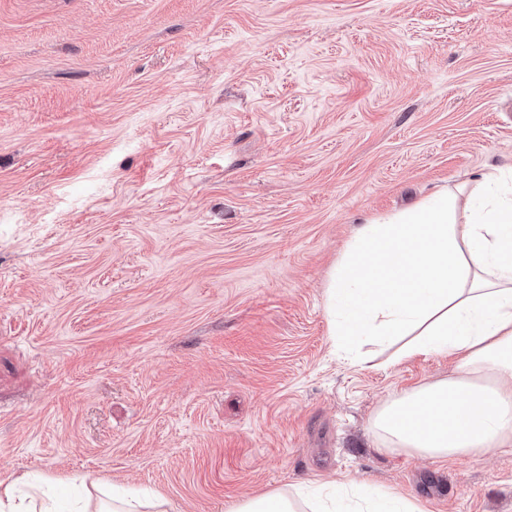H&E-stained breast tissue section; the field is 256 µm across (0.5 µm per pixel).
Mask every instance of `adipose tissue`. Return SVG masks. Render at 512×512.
<instances>
[{
    "mask_svg": "<svg viewBox=\"0 0 512 512\" xmlns=\"http://www.w3.org/2000/svg\"><path fill=\"white\" fill-rule=\"evenodd\" d=\"M455 194L442 190L404 214L363 225L332 270L326 315L334 344L353 363L361 337L396 345L401 359L453 357L448 378L426 382L387 402L372 430L391 448L432 458H467L512 446V194L491 168L470 190L466 223L454 217ZM166 498L120 494L65 512H165ZM228 512H422L385 493L334 488L277 489Z\"/></svg>",
    "mask_w": 512,
    "mask_h": 512,
    "instance_id": "1",
    "label": "adipose tissue"
}]
</instances>
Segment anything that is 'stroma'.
Returning a JSON list of instances; mask_svg holds the SVG:
<instances>
[{"label":"stroma","instance_id":"obj_1","mask_svg":"<svg viewBox=\"0 0 512 512\" xmlns=\"http://www.w3.org/2000/svg\"><path fill=\"white\" fill-rule=\"evenodd\" d=\"M491 167L512 0H0V480L512 512V447L372 432L454 361L350 365L325 312L363 224Z\"/></svg>","mask_w":512,"mask_h":512}]
</instances>
